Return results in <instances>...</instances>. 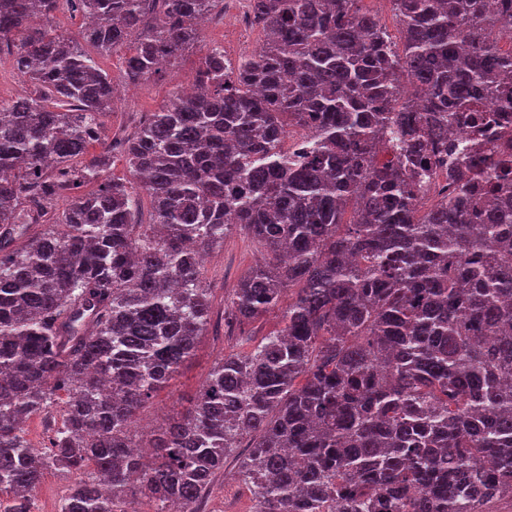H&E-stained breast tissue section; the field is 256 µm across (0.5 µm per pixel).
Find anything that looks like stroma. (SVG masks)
<instances>
[{
    "label": "stroma",
    "instance_id": "stroma-1",
    "mask_svg": "<svg viewBox=\"0 0 512 512\" xmlns=\"http://www.w3.org/2000/svg\"><path fill=\"white\" fill-rule=\"evenodd\" d=\"M247 10L245 0H227L223 14L209 17L201 32V43L163 66L160 72L132 85L125 78L129 48L99 57L100 67L114 86L123 91L115 101L113 112L102 118L106 136L133 133L138 122L167 104L174 92L194 86L207 47L223 45L224 58L233 68L251 59L263 42V32L260 27L244 25L242 15ZM261 257L260 247L246 232L239 230L228 234L223 246L207 252L204 285L214 314L223 313L225 300ZM277 323L276 315L271 313L232 331L222 328L209 331L169 386L144 406L140 413L141 427H152L186 406L217 359L241 350L244 341L258 342L274 330ZM77 480L73 473L49 471L33 496L32 512H59ZM254 507L253 492L238 481L234 461H227L223 471L213 478L203 505L204 512H253Z\"/></svg>",
    "mask_w": 512,
    "mask_h": 512
}]
</instances>
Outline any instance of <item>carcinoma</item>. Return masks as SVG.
Masks as SVG:
<instances>
[{
  "instance_id": "cac0c4a2",
  "label": "carcinoma",
  "mask_w": 512,
  "mask_h": 512,
  "mask_svg": "<svg viewBox=\"0 0 512 512\" xmlns=\"http://www.w3.org/2000/svg\"><path fill=\"white\" fill-rule=\"evenodd\" d=\"M359 2L249 0L255 55L231 69L210 47L194 91L106 143L115 87L55 14L80 12L101 54L135 41L136 83L224 0H0V52L30 89L0 101L3 512H30L59 468L86 475L61 512H200L230 458L255 512L512 501V50L497 39L512 0H392L399 50ZM292 127L305 136L286 150ZM455 128L501 144L475 165L470 139L448 146ZM118 149L136 181L81 192ZM434 177L451 198L416 208ZM236 229L265 257L224 325L279 309L280 327L145 440L136 411L211 321L203 254ZM61 393V424L32 447L26 422Z\"/></svg>"
}]
</instances>
